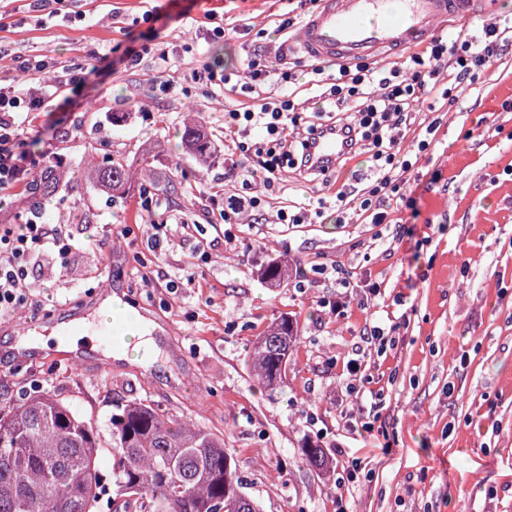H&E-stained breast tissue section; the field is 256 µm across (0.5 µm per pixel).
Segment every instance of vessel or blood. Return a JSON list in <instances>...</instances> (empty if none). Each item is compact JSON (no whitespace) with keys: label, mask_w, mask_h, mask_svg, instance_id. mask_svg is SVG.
Segmentation results:
<instances>
[{"label":"vessel or blood","mask_w":512,"mask_h":512,"mask_svg":"<svg viewBox=\"0 0 512 512\" xmlns=\"http://www.w3.org/2000/svg\"><path fill=\"white\" fill-rule=\"evenodd\" d=\"M477 0H320L299 33L312 61H377L474 16Z\"/></svg>","instance_id":"vessel-or-blood-1"}]
</instances>
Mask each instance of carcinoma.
<instances>
[{"label": "carcinoma", "instance_id": "carcinoma-1", "mask_svg": "<svg viewBox=\"0 0 512 512\" xmlns=\"http://www.w3.org/2000/svg\"><path fill=\"white\" fill-rule=\"evenodd\" d=\"M183 146L205 166L209 141L196 119L184 126ZM134 162L122 155L93 159L92 178L114 196L129 193ZM61 179L58 169L36 172L18 221L41 209ZM297 341L291 318L272 322L256 338L250 366L263 383L282 376ZM112 467H101L102 442L92 423L49 392L19 403L0 404V512H96L112 492L113 512H261L243 491L224 435L131 400L109 419ZM307 465L318 472L329 459L321 445L303 447Z\"/></svg>", "mask_w": 512, "mask_h": 512}]
</instances>
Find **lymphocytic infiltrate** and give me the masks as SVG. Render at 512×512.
I'll return each instance as SVG.
<instances>
[{
    "label": "lymphocytic infiltrate",
    "mask_w": 512,
    "mask_h": 512,
    "mask_svg": "<svg viewBox=\"0 0 512 512\" xmlns=\"http://www.w3.org/2000/svg\"><path fill=\"white\" fill-rule=\"evenodd\" d=\"M292 19H284L277 31L281 41L274 58L264 49H254L244 77L250 89L261 90L273 76L287 77L297 65L286 35ZM512 40V18H491L478 33L448 37L440 34L426 47L386 70L366 63L337 65L328 71L312 66L311 82L315 103L307 105L296 89L282 90L265 98L256 108L232 109L224 114V140L231 151L224 157V175L241 182L242 192L230 196L224 206V221L232 223L245 208H258L259 197L251 195V180L262 177L267 187L281 184L288 175L311 181L335 173L358 150H367L375 172L373 182L363 189L358 212L371 223L386 220L382 205L398 193L406 173L418 154L427 151L437 125L428 123L424 138L405 147V131L415 119L420 102L443 98L473 85L491 66L505 43ZM43 98L23 99L19 85H0V191L27 184L29 168L21 165L16 148L20 142L19 108L41 111ZM328 133L345 144V150L330 166L314 167L309 148L316 136ZM249 153L250 171H239L233 153ZM71 233L65 225L47 222L37 212L21 224H0V316L25 306L36 288L31 267L34 255H68Z\"/></svg>",
    "instance_id": "lymphocytic-infiltrate-1"
}]
</instances>
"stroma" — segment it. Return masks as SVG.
<instances>
[{
    "instance_id": "1",
    "label": "stroma",
    "mask_w": 512,
    "mask_h": 512,
    "mask_svg": "<svg viewBox=\"0 0 512 512\" xmlns=\"http://www.w3.org/2000/svg\"><path fill=\"white\" fill-rule=\"evenodd\" d=\"M5 8L0 43L80 71L22 130L26 161L67 173L46 217L68 225L74 247L35 257L34 297L18 319L53 325L49 299L77 308L110 284L170 334L149 376L128 364L100 369L92 356L77 367L48 346L0 378V399L52 392L104 438L114 405L149 401L223 434L262 512H336L340 494L351 512H512V47L481 74L480 94L464 88L456 104L423 111L439 126L406 189L415 207L395 200L388 223L340 224L331 183L291 179L271 193L258 181L260 209L228 225L211 201L237 186L224 176V112L254 99L241 87L207 91L191 72L209 62L243 73L250 50L300 14L298 0H76L85 20L42 26L12 0ZM147 11L153 22H143ZM210 13L223 19V38L205 34ZM131 50L145 53L133 70ZM163 50L177 60L169 92L154 72ZM191 112L214 147L207 168L178 149ZM157 142L162 152L128 194L110 198L86 179L92 154L137 157ZM299 201L309 205L306 223H276L277 210ZM177 213L191 234L172 227L151 248L153 225ZM112 225L130 232L109 234ZM273 261L287 264V278L262 277ZM331 263L347 287L314 273ZM185 266L195 287L160 288ZM283 316L299 344L271 388L251 374L249 352ZM372 323L394 328L395 345L365 349ZM351 359L362 365L352 392L342 372ZM369 420L374 437L353 434ZM310 441L326 449V472L306 464ZM354 457L371 476L339 492L337 474Z\"/></svg>"
}]
</instances>
